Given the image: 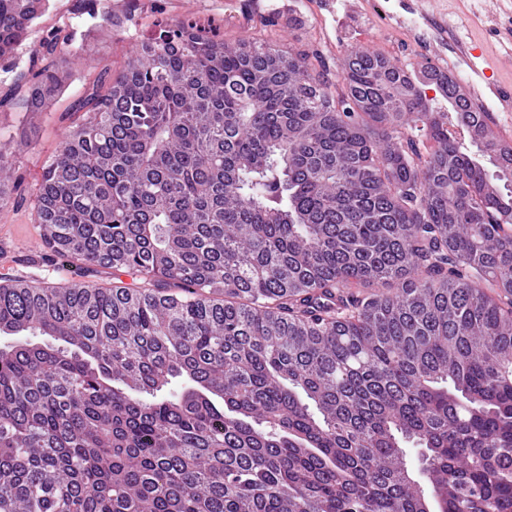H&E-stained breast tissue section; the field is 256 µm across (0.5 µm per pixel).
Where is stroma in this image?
Wrapping results in <instances>:
<instances>
[{
	"instance_id": "35a3bbf8",
	"label": "stroma",
	"mask_w": 512,
	"mask_h": 512,
	"mask_svg": "<svg viewBox=\"0 0 512 512\" xmlns=\"http://www.w3.org/2000/svg\"><path fill=\"white\" fill-rule=\"evenodd\" d=\"M49 0L20 51L21 65L35 60L47 30L67 27L77 38L60 54L71 81L37 118H29L22 93L11 89V77L0 73V142L11 145L15 185L13 201L0 209V277L30 283L112 284L106 273L79 274L62 261L46 259L40 225L35 224L31 197L48 156L61 148L73 123L67 108L102 66L118 70L127 55L150 37L159 20L193 19L220 26L227 44L260 39L282 49L314 55L317 70L335 75L348 49L360 47L385 55L420 78L435 64L437 46L411 50L405 31H392L384 20L391 12L412 17L415 0ZM430 10L451 17L470 49L471 66L459 83L465 92L496 98L512 91V0H430Z\"/></svg>"
}]
</instances>
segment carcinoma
Segmentation results:
<instances>
[{"label": "carcinoma", "instance_id": "obj_1", "mask_svg": "<svg viewBox=\"0 0 512 512\" xmlns=\"http://www.w3.org/2000/svg\"><path fill=\"white\" fill-rule=\"evenodd\" d=\"M45 10L0 0V59ZM423 77L478 152L375 51L332 82L160 21L98 73L31 205L134 283L0 285V512H512V144ZM67 78L14 76L31 113Z\"/></svg>", "mask_w": 512, "mask_h": 512}]
</instances>
